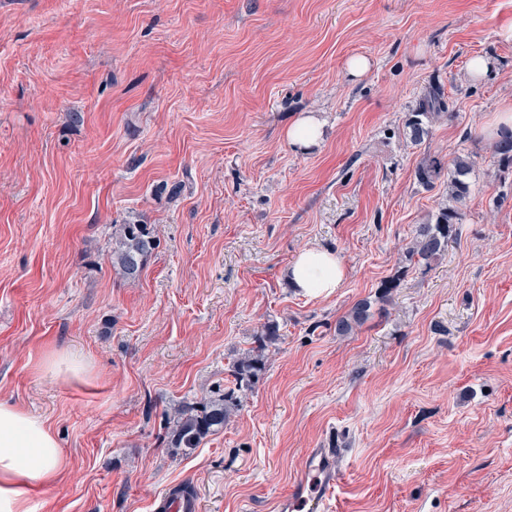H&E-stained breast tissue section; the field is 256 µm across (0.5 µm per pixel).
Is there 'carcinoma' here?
Here are the masks:
<instances>
[{
	"label": "carcinoma",
	"mask_w": 512,
	"mask_h": 512,
	"mask_svg": "<svg viewBox=\"0 0 512 512\" xmlns=\"http://www.w3.org/2000/svg\"><path fill=\"white\" fill-rule=\"evenodd\" d=\"M447 113L443 93L431 90L420 100L416 111L408 114L404 137L412 144L420 145L430 136L435 120ZM492 152L504 167L512 168V130L495 138ZM475 161L472 155H457L445 165L435 156L428 155L415 170V178L426 190L435 187L437 181L447 177L449 205L441 206L424 224L413 230L404 248L405 261L418 268L428 269L440 259L448 244L458 239L462 221L458 205L470 193V176ZM158 246L154 228L147 224H120L112 231V269L126 280L140 276L146 261ZM372 302L365 298L355 302L348 312L336 320V334L347 336L361 328L371 317ZM278 335V326L266 324L257 333V346L241 354L233 362L230 375L234 386L224 391V396L210 400L198 407L178 412L173 429V441L183 454L189 455L200 447L210 434L224 428V424L242 406L244 392L250 390L265 367L264 351L267 342Z\"/></svg>",
	"instance_id": "obj_1"
}]
</instances>
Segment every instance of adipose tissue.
<instances>
[{"instance_id": "ef3b65f1", "label": "adipose tissue", "mask_w": 512, "mask_h": 512, "mask_svg": "<svg viewBox=\"0 0 512 512\" xmlns=\"http://www.w3.org/2000/svg\"><path fill=\"white\" fill-rule=\"evenodd\" d=\"M345 269L330 251L312 247L288 268V281L300 293L330 296ZM67 468L57 437L41 416L0 401V512H36V499Z\"/></svg>"}]
</instances>
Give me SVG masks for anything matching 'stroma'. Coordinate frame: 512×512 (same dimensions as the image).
I'll use <instances>...</instances> for the list:
<instances>
[{
    "mask_svg": "<svg viewBox=\"0 0 512 512\" xmlns=\"http://www.w3.org/2000/svg\"><path fill=\"white\" fill-rule=\"evenodd\" d=\"M510 24L512 0H0V400L68 464L37 512H153L177 482L203 512H275L329 447L327 512H512V171L489 134L512 110ZM479 53L497 65L476 80ZM429 87L448 114L414 146ZM308 113L317 144L291 145ZM467 152L460 239L403 270L448 202L417 164ZM127 223L159 238L135 280L111 262ZM312 246L346 269L331 296L288 282ZM268 322L241 409L182 455L178 409L222 393ZM59 353L88 375H47ZM372 302L365 298L355 302L348 312L336 320V333L347 336L360 329L371 317Z\"/></svg>",
    "mask_w": 512,
    "mask_h": 512,
    "instance_id": "stroma-1",
    "label": "stroma"
}]
</instances>
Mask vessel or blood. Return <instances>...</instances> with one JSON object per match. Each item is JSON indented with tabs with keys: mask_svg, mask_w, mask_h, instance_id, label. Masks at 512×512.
Returning <instances> with one entry per match:
<instances>
[{
	"mask_svg": "<svg viewBox=\"0 0 512 512\" xmlns=\"http://www.w3.org/2000/svg\"><path fill=\"white\" fill-rule=\"evenodd\" d=\"M335 455L332 449L316 448L306 457L305 467L286 496L277 503L278 512H323L337 486ZM156 512H201L199 500L187 501L165 493L157 497Z\"/></svg>",
	"mask_w": 512,
	"mask_h": 512,
	"instance_id": "vessel-or-blood-1",
	"label": "vessel or blood"
}]
</instances>
